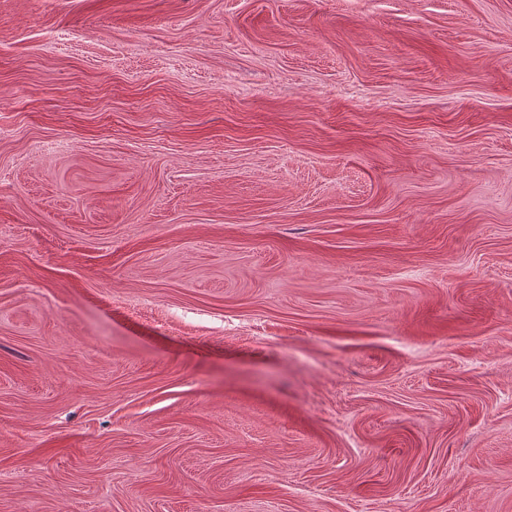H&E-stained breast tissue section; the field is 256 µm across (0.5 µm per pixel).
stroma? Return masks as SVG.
Listing matches in <instances>:
<instances>
[{"instance_id": "obj_1", "label": "stroma", "mask_w": 512, "mask_h": 512, "mask_svg": "<svg viewBox=\"0 0 512 512\" xmlns=\"http://www.w3.org/2000/svg\"><path fill=\"white\" fill-rule=\"evenodd\" d=\"M0 512H512V0H0Z\"/></svg>"}]
</instances>
